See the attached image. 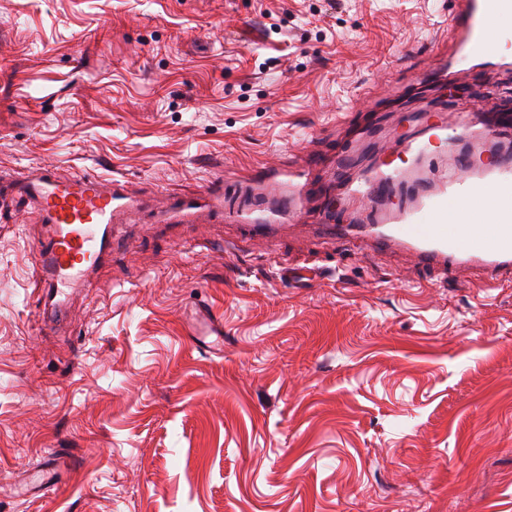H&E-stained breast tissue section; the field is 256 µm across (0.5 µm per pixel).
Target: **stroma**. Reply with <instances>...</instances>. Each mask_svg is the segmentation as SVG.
I'll return each instance as SVG.
<instances>
[{"label":"stroma","instance_id":"stroma-1","mask_svg":"<svg viewBox=\"0 0 512 512\" xmlns=\"http://www.w3.org/2000/svg\"><path fill=\"white\" fill-rule=\"evenodd\" d=\"M448 0H0V169L127 181L137 237L41 331L35 229L0 203V512H512V283L323 227L470 72ZM317 195L256 241L278 190ZM224 183L210 227L158 218ZM224 319L194 349L184 309Z\"/></svg>","mask_w":512,"mask_h":512}]
</instances>
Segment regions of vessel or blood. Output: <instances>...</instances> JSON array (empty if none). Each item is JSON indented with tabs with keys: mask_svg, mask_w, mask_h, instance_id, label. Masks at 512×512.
Wrapping results in <instances>:
<instances>
[{
	"mask_svg": "<svg viewBox=\"0 0 512 512\" xmlns=\"http://www.w3.org/2000/svg\"><path fill=\"white\" fill-rule=\"evenodd\" d=\"M453 33L451 65H468L482 76L489 68L512 64L502 44L487 34L489 20L512 12V0H450ZM472 136L471 113L460 108L454 124H424L415 133L394 138L388 160L364 177L345 181L349 201L378 204L369 235L383 247L397 246L417 262L438 267L481 270L489 285L512 279V161L487 164L467 148ZM453 160L447 175L437 179L428 170L439 152ZM410 160L420 176L408 181L391 158ZM26 198L28 212L42 232L32 249V280L43 304V329L55 326L66 310L71 288L89 285L112 258L117 216L135 208L139 197L119 179L94 174L66 177L50 165L30 170L22 179L0 175V199ZM224 185L211 183L204 197L172 200L166 218L189 217L206 223L223 210ZM456 221H449V209ZM488 210L494 223L483 235L473 234L467 220L473 209ZM193 314L194 345L212 354L224 342V321L214 309Z\"/></svg>",
	"mask_w": 512,
	"mask_h": 512,
	"instance_id": "obj_1",
	"label": "vessel or blood"
}]
</instances>
